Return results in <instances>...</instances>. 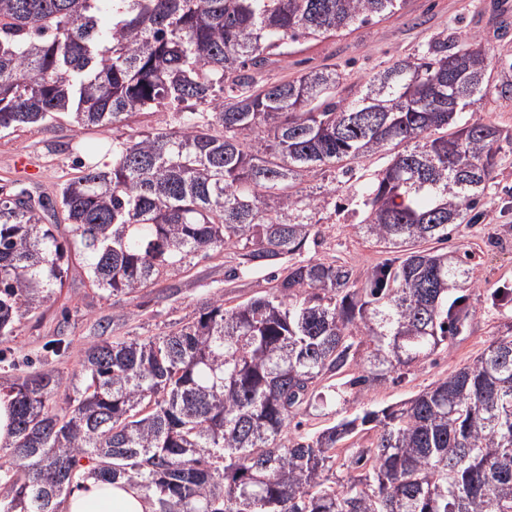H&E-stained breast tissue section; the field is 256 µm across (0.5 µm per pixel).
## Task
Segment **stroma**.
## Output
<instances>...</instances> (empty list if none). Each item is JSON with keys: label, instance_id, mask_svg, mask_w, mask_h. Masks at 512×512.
Here are the masks:
<instances>
[{"label": "stroma", "instance_id": "stroma-1", "mask_svg": "<svg viewBox=\"0 0 512 512\" xmlns=\"http://www.w3.org/2000/svg\"><path fill=\"white\" fill-rule=\"evenodd\" d=\"M512 0H407L403 9L363 24L350 32L308 40L289 46L287 55L271 57L255 74L259 84L294 79L304 73L333 69L343 76L345 90H357L373 74L394 60L422 55L434 39L444 36L463 44L479 37L490 60L486 78L490 90L477 110H465L470 121L492 122L512 133V98L495 90L501 79L512 80L503 62L512 63V23L500 20L502 8ZM174 110L145 112L129 124L83 130L69 115L49 124H29L0 132V187L14 192L25 186L55 198L63 183L75 173L76 161L85 159L87 144L98 146L99 164L112 161V142L133 130L165 131L176 127ZM26 154L39 176L28 179L14 165L17 154ZM386 157L359 159L348 175L327 173L314 186L329 188L322 202L319 228L323 241L306 250V257L339 262L358 272L370 271L387 255L364 239L356 226L363 214L355 206V188L385 167ZM479 219L461 225L443 250L469 251L474 255L473 278L477 296L474 313L464 330L418 363L398 382L368 392L376 408L408 399L432 382L471 363L492 342L512 327V310L503 312L485 305L482 295L512 285V149L501 154L494 179L480 208ZM238 250L223 249L209 256L187 258L184 268L160 278L135 295L104 293L90 285L82 268H73L58 299L24 316L13 336L0 343V388L35 371L52 370L63 376L69 389L84 385L80 359L84 348L106 337L145 339L169 333L198 317L200 309L216 298L234 306L270 293L277 270L265 267L239 273Z\"/></svg>", "mask_w": 512, "mask_h": 512}]
</instances>
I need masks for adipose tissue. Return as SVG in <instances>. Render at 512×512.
Returning a JSON list of instances; mask_svg holds the SVG:
<instances>
[{"label":"adipose tissue","mask_w":512,"mask_h":512,"mask_svg":"<svg viewBox=\"0 0 512 512\" xmlns=\"http://www.w3.org/2000/svg\"><path fill=\"white\" fill-rule=\"evenodd\" d=\"M63 510L64 512H152V506L137 488L123 484H102L90 480L66 499Z\"/></svg>","instance_id":"ef3b65f1"}]
</instances>
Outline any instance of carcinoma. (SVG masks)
Returning <instances> with one entry per match:
<instances>
[{"mask_svg":"<svg viewBox=\"0 0 512 512\" xmlns=\"http://www.w3.org/2000/svg\"><path fill=\"white\" fill-rule=\"evenodd\" d=\"M404 3L0 0V129L189 108L173 131L112 143L109 171L78 163L54 204L25 188L0 198V338L75 263L97 289L132 295L218 248H239L246 269L287 260L264 297L90 345L72 394L52 371L15 380L0 512H58L92 477L126 481L155 512H512L511 335L406 401L362 400L471 315L457 293L476 287L470 256L424 244L464 223L512 144L494 123L457 125L488 90L481 41L439 39L353 98L335 70L270 86L248 74ZM369 154L389 161L356 193L359 233L397 260L361 274L299 258L321 244L302 184ZM59 208L68 239L48 223ZM484 301L512 306V287ZM351 400L357 412L299 432L310 410Z\"/></svg>","mask_w":512,"mask_h":512,"instance_id":"cac0c4a2","label":"carcinoma"}]
</instances>
